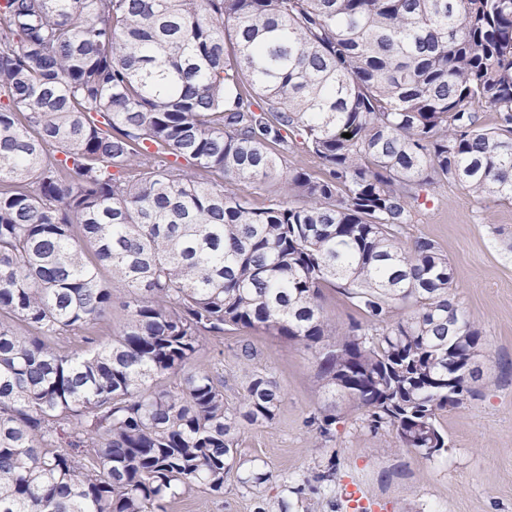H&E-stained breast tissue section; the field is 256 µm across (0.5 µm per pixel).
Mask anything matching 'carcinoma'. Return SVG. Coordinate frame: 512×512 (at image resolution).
I'll return each instance as SVG.
<instances>
[{
    "label": "carcinoma",
    "mask_w": 512,
    "mask_h": 512,
    "mask_svg": "<svg viewBox=\"0 0 512 512\" xmlns=\"http://www.w3.org/2000/svg\"><path fill=\"white\" fill-rule=\"evenodd\" d=\"M300 149L319 171L283 166ZM449 180L512 202V0H0V512L267 484L238 433L280 390L253 371L233 407L195 366L226 331L304 345L331 403L446 448L485 339L448 258L400 237ZM326 287L365 325L332 337ZM124 301L123 292L117 290L112 302V309L96 321L93 330L99 345L109 343L112 340V336L120 331L127 321L128 313L124 307Z\"/></svg>",
    "instance_id": "obj_1"
}]
</instances>
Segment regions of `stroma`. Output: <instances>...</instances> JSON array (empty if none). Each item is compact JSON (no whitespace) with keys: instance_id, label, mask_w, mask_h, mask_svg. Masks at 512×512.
<instances>
[{"instance_id":"stroma-1","label":"stroma","mask_w":512,"mask_h":512,"mask_svg":"<svg viewBox=\"0 0 512 512\" xmlns=\"http://www.w3.org/2000/svg\"><path fill=\"white\" fill-rule=\"evenodd\" d=\"M418 237L447 256L456 300L486 340L474 396L438 415L446 450L425 458L400 447L395 429L371 431L363 412L345 407L320 435L328 403L314 352L261 330L232 331L209 338L199 361L223 375L229 404L242 400L248 368L280 388L275 420L242 425L238 442L239 456L264 462L272 478L256 491L231 475L223 496L195 491L168 512H279L283 497L292 512H512V202L476 199L454 182L436 186L401 241ZM331 469L335 478L320 481Z\"/></svg>"}]
</instances>
